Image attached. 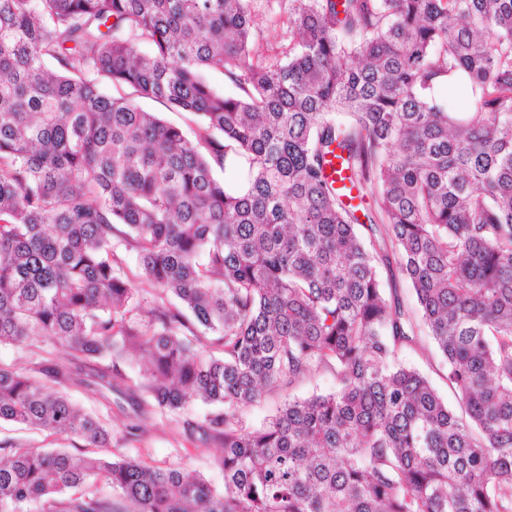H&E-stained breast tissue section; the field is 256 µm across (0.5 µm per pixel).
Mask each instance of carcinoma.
I'll return each mask as SVG.
<instances>
[{
	"mask_svg": "<svg viewBox=\"0 0 512 512\" xmlns=\"http://www.w3.org/2000/svg\"><path fill=\"white\" fill-rule=\"evenodd\" d=\"M254 3L0 0V344L68 355L0 364V421L84 443L0 444V512H512V0H288L274 56ZM423 332L460 415L400 359ZM91 361L139 406H218L183 429L224 491L113 452L62 391ZM316 368L335 391L287 394ZM383 278L385 281V288L387 292L390 289L394 291L396 289L398 296L403 301L407 309L412 311L415 310V303L410 285L408 282L397 272L395 266L391 267V271L383 270ZM281 398L277 396L266 397L260 403L250 407L244 414L247 427H259L279 406Z\"/></svg>",
	"mask_w": 512,
	"mask_h": 512,
	"instance_id": "carcinoma-1",
	"label": "carcinoma"
}]
</instances>
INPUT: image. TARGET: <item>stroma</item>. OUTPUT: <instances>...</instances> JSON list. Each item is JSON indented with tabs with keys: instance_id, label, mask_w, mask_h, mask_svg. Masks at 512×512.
Returning <instances> with one entry per match:
<instances>
[{
	"instance_id": "1",
	"label": "stroma",
	"mask_w": 512,
	"mask_h": 512,
	"mask_svg": "<svg viewBox=\"0 0 512 512\" xmlns=\"http://www.w3.org/2000/svg\"><path fill=\"white\" fill-rule=\"evenodd\" d=\"M402 356L427 374L450 406H457V395L446 379L447 365L429 338H422L417 347L403 350ZM66 392L85 410L107 419L112 429V445L121 454L140 458L151 466L193 470L214 488L223 489L224 474L213 463L217 449H192L181 428L182 420L202 419L209 412V405L196 401L174 415L161 411L150 402L144 408H137L118 392L100 384L90 387L70 385ZM134 425L141 428L136 437L129 434Z\"/></svg>"
}]
</instances>
